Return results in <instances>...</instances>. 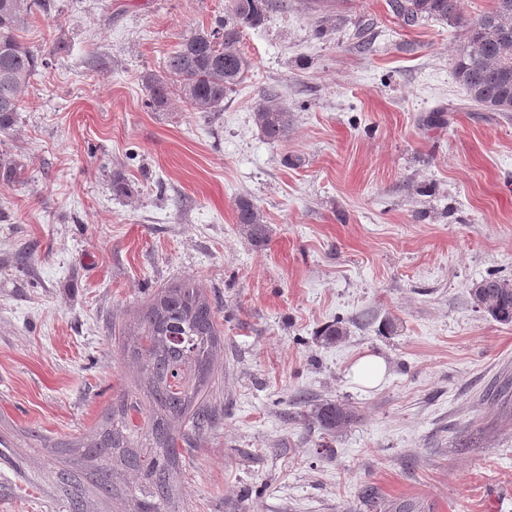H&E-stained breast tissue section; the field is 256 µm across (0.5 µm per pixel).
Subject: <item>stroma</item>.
<instances>
[{
    "instance_id": "1",
    "label": "stroma",
    "mask_w": 512,
    "mask_h": 512,
    "mask_svg": "<svg viewBox=\"0 0 512 512\" xmlns=\"http://www.w3.org/2000/svg\"><path fill=\"white\" fill-rule=\"evenodd\" d=\"M53 2L20 39L68 50L0 134L24 169L0 184V512H67L70 446L132 372L113 322L186 278L224 334L221 421L176 475L192 512H366L364 484L420 512H512V323L471 295L512 281V112L469 105L463 29L282 0L245 32L252 69L222 110L154 112L144 73L229 0ZM271 93L293 115L274 143L254 120ZM242 195L265 248L234 222ZM337 320L347 336L322 343ZM365 354L387 367L373 388L350 376ZM322 400L354 414L329 455L301 418ZM236 222L245 238L255 247L267 244L270 228L260 208L248 197H239L235 202Z\"/></svg>"
}]
</instances>
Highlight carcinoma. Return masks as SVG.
<instances>
[{
	"mask_svg": "<svg viewBox=\"0 0 512 512\" xmlns=\"http://www.w3.org/2000/svg\"><path fill=\"white\" fill-rule=\"evenodd\" d=\"M280 0H230L228 14L182 39L162 74L147 72V107L164 111L173 91L196 112H214L252 68L241 49L243 33L260 27ZM394 16L414 26L449 21L466 30L454 61L456 81L469 103L489 112L512 111V0H493L475 20L463 16L460 0H387ZM51 0H0V133L17 121L21 96L37 74L39 57L18 39L29 17L48 13ZM268 141L288 137L292 114L268 95L254 113ZM23 169L0 158V180L10 185ZM236 223L256 248L270 238L260 208L248 197L235 202ZM475 301L494 320L512 323V283L487 277L474 283ZM217 309L195 280L154 291L131 321L112 325L134 379L90 438L75 446L94 467L100 495L115 512H190L175 475L184 449L214 430L220 412L212 403L224 377V336ZM321 435L336 436L352 419L343 404L324 400L303 415Z\"/></svg>",
	"mask_w": 512,
	"mask_h": 512,
	"instance_id": "carcinoma-1",
	"label": "carcinoma"
}]
</instances>
